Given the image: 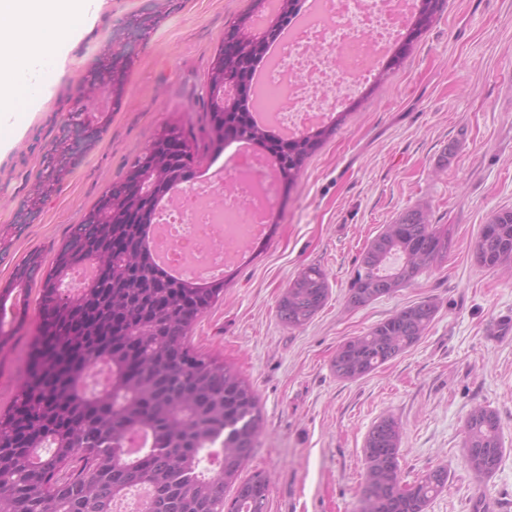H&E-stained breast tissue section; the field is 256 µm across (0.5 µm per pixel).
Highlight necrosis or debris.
I'll return each instance as SVG.
<instances>
[{
    "instance_id": "obj_1",
    "label": "necrosis or debris",
    "mask_w": 512,
    "mask_h": 512,
    "mask_svg": "<svg viewBox=\"0 0 512 512\" xmlns=\"http://www.w3.org/2000/svg\"><path fill=\"white\" fill-rule=\"evenodd\" d=\"M409 0H321V10L292 39H279L262 103L273 120L296 135L321 124L338 96L377 71L409 20ZM254 152L232 159L229 174L192 182L189 194L154 217L168 248L188 261L233 267L253 226L267 212L279 183Z\"/></svg>"
}]
</instances>
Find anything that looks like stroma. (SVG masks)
<instances>
[{
	"label": "stroma",
	"mask_w": 512,
	"mask_h": 512,
	"mask_svg": "<svg viewBox=\"0 0 512 512\" xmlns=\"http://www.w3.org/2000/svg\"><path fill=\"white\" fill-rule=\"evenodd\" d=\"M248 0H104L92 30L74 39L50 92L0 129V285L31 253L52 263L70 228L126 174L169 122L199 128L208 72ZM151 22L132 60L121 109L30 222L22 203L47 163L78 88L112 50L116 29ZM454 146L449 161L445 147ZM452 225L456 249L441 267L392 295L350 310L346 293L360 255L383 227L416 205ZM512 208V0H445L439 19L403 64L368 95L309 160L265 248L239 267L190 330L196 351L232 364L253 383L265 418L242 477L269 474L267 512H358L362 448L383 414L403 425L406 481L446 465L448 489L429 512H471L478 497L512 512V273L479 267L475 237ZM324 268L325 307L291 329L277 316L289 282ZM39 284L24 327L0 351V412L14 403L40 324ZM438 311L421 340L356 382L331 359L345 339L422 301ZM477 405L499 415L504 456L488 479L460 462L464 421Z\"/></svg>",
	"instance_id": "stroma-1"
}]
</instances>
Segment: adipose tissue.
I'll list each match as a JSON object with an SVG mask.
<instances>
[{"mask_svg":"<svg viewBox=\"0 0 512 512\" xmlns=\"http://www.w3.org/2000/svg\"><path fill=\"white\" fill-rule=\"evenodd\" d=\"M101 0H0V125L40 101Z\"/></svg>","mask_w":512,"mask_h":512,"instance_id":"1","label":"adipose tissue"}]
</instances>
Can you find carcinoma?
<instances>
[{
	"mask_svg": "<svg viewBox=\"0 0 512 512\" xmlns=\"http://www.w3.org/2000/svg\"><path fill=\"white\" fill-rule=\"evenodd\" d=\"M301 2L277 0L275 17L255 35V21L268 18L270 0H250L248 10L224 33L209 70L212 89L234 85L233 110L220 112L217 99H208L199 136L180 122L164 126L125 176L103 192L86 220L71 227L49 268L33 252L0 288L1 349L11 341L4 333L5 318L11 317L14 328L22 325L28 291L37 280L42 313L17 399L0 414V512H112L116 499L141 485L152 491L147 512H267L269 477L256 472L240 479L264 425L253 385L187 342L188 332L219 299L234 270L206 286L174 278L154 261L146 236L158 202L172 198L175 186L195 175L199 149L218 155L245 140L270 159L288 193L311 157L360 107L357 99L347 111L288 139L254 121L256 64L280 29L298 15ZM443 4L417 0L410 27L378 75L404 61ZM129 75L130 61L122 58L102 70L112 110L88 113L99 132L106 131L121 107ZM50 152L55 180L34 187L44 201L71 173L66 140L53 142ZM455 247L452 225L432 223L428 207L404 210L362 251L348 285L347 307L394 294L440 267ZM473 255L485 269L512 268V209L493 213L481 226ZM94 256L106 264L105 272L73 293L56 288ZM329 294L326 270L308 266L289 282L277 316L299 328L324 308ZM436 314L437 305L423 300L348 338L336 349L332 373L344 382L367 377L417 344ZM99 363L109 367L110 384L105 392L89 394L85 371ZM130 430L152 439L151 447L134 458L125 456L123 448ZM402 438L401 422L389 413L368 430L359 512H428L448 489L443 465L428 467L411 483L404 481ZM219 441L223 468L213 473L205 466L211 458L207 450ZM45 446L50 451L43 455L39 449ZM502 458L498 414L474 407L464 422V468L487 479Z\"/></svg>",
	"mask_w": 512,
	"mask_h": 512,
	"instance_id": "1",
	"label": "carcinoma"
}]
</instances>
